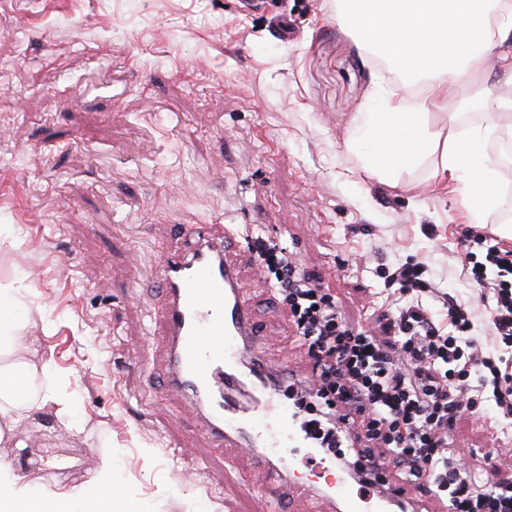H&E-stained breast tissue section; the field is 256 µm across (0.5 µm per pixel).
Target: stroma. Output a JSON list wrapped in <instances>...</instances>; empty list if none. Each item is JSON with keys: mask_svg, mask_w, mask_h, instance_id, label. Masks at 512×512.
<instances>
[{"mask_svg": "<svg viewBox=\"0 0 512 512\" xmlns=\"http://www.w3.org/2000/svg\"><path fill=\"white\" fill-rule=\"evenodd\" d=\"M399 79L374 65L334 0H0V280L20 283L21 357L49 367L73 416L33 410L0 464L34 487L92 489L111 459L138 512H271L270 474L216 449L156 366L150 282L181 224L282 242L353 328L379 333L388 268L425 264L409 293L436 321L450 293L493 350L464 267L471 231L432 162L392 187L349 147L355 113ZM267 363L310 377L287 310L243 264ZM451 436L485 482L512 481V419L494 402Z\"/></svg>", "mask_w": 512, "mask_h": 512, "instance_id": "obj_1", "label": "stroma"}]
</instances>
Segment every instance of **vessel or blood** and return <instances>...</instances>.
<instances>
[{"instance_id": "b4317fda", "label": "vessel or blood", "mask_w": 512, "mask_h": 512, "mask_svg": "<svg viewBox=\"0 0 512 512\" xmlns=\"http://www.w3.org/2000/svg\"><path fill=\"white\" fill-rule=\"evenodd\" d=\"M233 241L230 225H200L151 282L162 295L165 384L193 402L197 424L218 444L252 451L268 468L273 501H281L284 485L291 484L306 487L336 512H391L388 495L338 476L335 460L312 478L296 475L292 447L300 441L301 416L282 402L287 383L272 376L265 361L245 357L260 341L249 290L227 255Z\"/></svg>"}]
</instances>
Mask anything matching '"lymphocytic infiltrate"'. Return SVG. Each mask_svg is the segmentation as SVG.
Instances as JSON below:
<instances>
[{
  "label": "lymphocytic infiltrate",
  "mask_w": 512,
  "mask_h": 512,
  "mask_svg": "<svg viewBox=\"0 0 512 512\" xmlns=\"http://www.w3.org/2000/svg\"><path fill=\"white\" fill-rule=\"evenodd\" d=\"M253 251L313 360L312 384L290 390L305 414L307 438L363 484L386 487L372 464L381 457L400 485L426 488L446 501L448 512H512V483H483L450 443L471 392H491L503 417H512V373L483 354L472 314L448 294L444 325L419 304L385 309L383 326L394 338L387 349L345 322L286 247L257 236ZM463 262L491 296L496 340L511 347L512 252L475 232Z\"/></svg>",
  "instance_id": "lymphocytic-infiltrate-1"
}]
</instances>
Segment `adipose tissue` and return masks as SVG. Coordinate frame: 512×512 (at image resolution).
Masks as SVG:
<instances>
[{"mask_svg":"<svg viewBox=\"0 0 512 512\" xmlns=\"http://www.w3.org/2000/svg\"><path fill=\"white\" fill-rule=\"evenodd\" d=\"M336 12L369 52L391 61L407 87L419 83L424 88L412 102L380 90L376 109L357 113L351 144L363 166L395 186L402 172L433 160V178L447 183L470 223H484L504 204L501 172L487 144L501 114L512 111V96L483 95L484 120L478 124L464 125L462 113L450 112L444 135L431 131L430 116L457 101L488 59L512 75V0H336ZM24 327L17 288L0 283V420L12 427L42 404L55 405L61 417L72 413L51 372L43 374L44 393L38 400L9 385V378L33 376L29 364L15 357ZM45 500L62 512H97L85 490L36 489L0 467V512H24Z\"/></svg>","mask_w":512,"mask_h":512,"instance_id":"1","label":"adipose tissue"}]
</instances>
